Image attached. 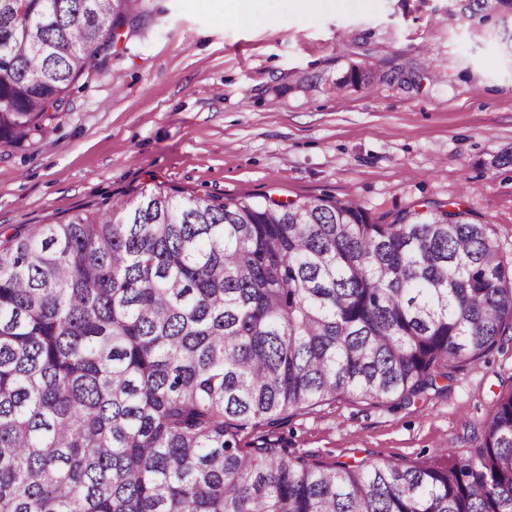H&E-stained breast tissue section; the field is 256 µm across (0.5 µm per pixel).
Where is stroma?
Wrapping results in <instances>:
<instances>
[{"label":"stroma","mask_w":512,"mask_h":512,"mask_svg":"<svg viewBox=\"0 0 512 512\" xmlns=\"http://www.w3.org/2000/svg\"><path fill=\"white\" fill-rule=\"evenodd\" d=\"M40 138L0 146V233L51 224L142 188L304 202L350 200L375 217L451 202L491 225L512 259V54L503 21L455 0H338L309 11L253 0H139ZM371 76L342 86L351 68ZM512 387V341L414 404L350 396L247 429L242 447L414 462L463 453L470 427Z\"/></svg>","instance_id":"stroma-1"}]
</instances>
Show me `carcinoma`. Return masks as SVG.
Wrapping results in <instances>:
<instances>
[{"label": "carcinoma", "instance_id": "cac0c4a2", "mask_svg": "<svg viewBox=\"0 0 512 512\" xmlns=\"http://www.w3.org/2000/svg\"><path fill=\"white\" fill-rule=\"evenodd\" d=\"M137 9L0 0V144L41 136ZM466 215L156 187L0 235V512H512V388L464 456L240 446L342 395L410 402L512 336V262Z\"/></svg>", "mask_w": 512, "mask_h": 512}]
</instances>
